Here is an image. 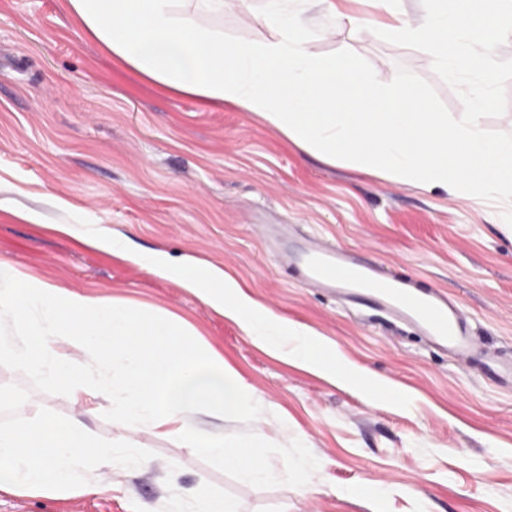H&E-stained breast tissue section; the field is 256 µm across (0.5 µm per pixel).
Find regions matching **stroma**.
Masks as SVG:
<instances>
[{
    "instance_id": "35a3bbf8",
    "label": "stroma",
    "mask_w": 512,
    "mask_h": 512,
    "mask_svg": "<svg viewBox=\"0 0 512 512\" xmlns=\"http://www.w3.org/2000/svg\"><path fill=\"white\" fill-rule=\"evenodd\" d=\"M260 0H224L225 38H273ZM310 49L355 57L384 85L415 83L431 111L462 107L422 51L309 14ZM482 128L512 137V56L491 80ZM39 214V223L22 211ZM103 232L142 253L223 268L257 301L334 342L373 386H342L262 350L177 282L91 247ZM355 249L386 275L448 292L485 347L512 355V234L493 210L306 153L252 113L168 93L116 66L63 0H0V261L36 278L180 317L260 397L254 417L208 432L264 435L276 480H243L179 441L134 434L136 457L95 463L69 495L0 491V512H194L208 493L241 512H512V387L451 361L380 312L305 287L280 256L310 237ZM0 429L45 413L90 436H122L108 410L84 414L61 386L0 357ZM307 459L312 491L288 474Z\"/></svg>"
}]
</instances>
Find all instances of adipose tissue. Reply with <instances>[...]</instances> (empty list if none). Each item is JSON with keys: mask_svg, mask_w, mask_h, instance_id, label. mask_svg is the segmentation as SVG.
Returning <instances> with one entry per match:
<instances>
[{"mask_svg": "<svg viewBox=\"0 0 512 512\" xmlns=\"http://www.w3.org/2000/svg\"><path fill=\"white\" fill-rule=\"evenodd\" d=\"M272 40H229L203 24L224 13V0H65L67 14L114 61L173 92L215 105L232 104L260 118L302 150L328 163L386 179L441 190L474 202L492 201L512 232V139H492L481 118L486 91L461 112L431 111L416 84L384 86L357 59L321 57L309 48L304 9L291 0H264ZM350 34L377 30L386 40L426 50L446 72L490 79L498 41L512 36V0H422L410 17L404 0H370L373 9L345 13L341 0H321ZM150 272L177 281L256 344L292 364L349 381L335 345L253 299L223 269L191 276L160 253L139 256ZM21 338L15 355L47 369L72 403L94 412L108 402L126 432L149 430L179 439L244 478L277 473L254 449L259 437L201 434L199 416L223 420L251 412L254 389L207 342L191 338L174 315H143L103 296L61 288L0 261V318ZM89 355L107 372L100 381L83 364ZM77 422L41 415L0 430V490L23 488L59 496L80 485L87 463L111 460Z\"/></svg>", "mask_w": 512, "mask_h": 512, "instance_id": "obj_1", "label": "adipose tissue"}]
</instances>
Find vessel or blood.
<instances>
[{
  "label": "vessel or blood",
  "mask_w": 512,
  "mask_h": 512,
  "mask_svg": "<svg viewBox=\"0 0 512 512\" xmlns=\"http://www.w3.org/2000/svg\"><path fill=\"white\" fill-rule=\"evenodd\" d=\"M281 264L300 275L306 287L327 290L355 301L371 299L378 311L411 325L430 343L445 349L462 365L480 364L483 372L512 384V360L485 348L459 306L432 288L415 290L406 281L386 276L379 265L356 254L310 240L298 252L282 254Z\"/></svg>",
  "instance_id": "vessel-or-blood-1"
}]
</instances>
